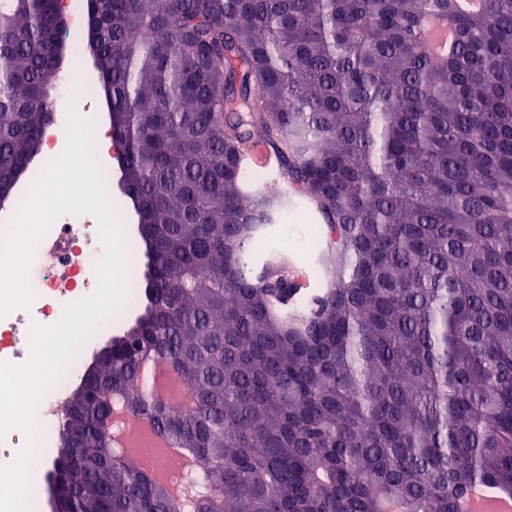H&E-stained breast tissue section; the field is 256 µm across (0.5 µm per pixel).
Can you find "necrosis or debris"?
I'll use <instances>...</instances> for the list:
<instances>
[{
  "label": "necrosis or debris",
  "instance_id": "obj_1",
  "mask_svg": "<svg viewBox=\"0 0 512 512\" xmlns=\"http://www.w3.org/2000/svg\"><path fill=\"white\" fill-rule=\"evenodd\" d=\"M102 253L96 219L89 214L58 216L40 238L29 267L35 298L27 308L0 317V361L23 364L32 325L50 326L65 309L92 294L96 262ZM85 354L77 352L63 377L38 404L39 443L52 446L62 422V407L80 377Z\"/></svg>",
  "mask_w": 512,
  "mask_h": 512
}]
</instances>
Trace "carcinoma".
Instances as JSON below:
<instances>
[{
  "mask_svg": "<svg viewBox=\"0 0 512 512\" xmlns=\"http://www.w3.org/2000/svg\"><path fill=\"white\" fill-rule=\"evenodd\" d=\"M86 0L139 315L83 373L50 494L78 512H458L512 489V0ZM455 28L443 57L423 27ZM75 61L54 0H0V187L37 171ZM261 135L279 161L248 177ZM311 200L299 303L269 228ZM161 361L174 403L141 384ZM146 420L181 496L106 432ZM480 508L509 512L512 508L511 490L484 484L468 489L459 499L458 512H476Z\"/></svg>",
  "mask_w": 512,
  "mask_h": 512,
  "instance_id": "obj_1",
  "label": "carcinoma"
}]
</instances>
